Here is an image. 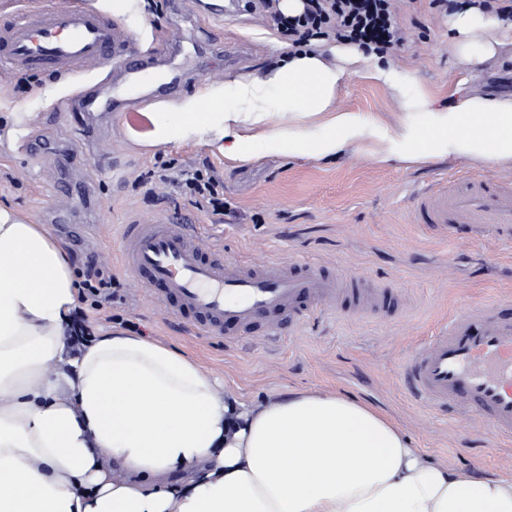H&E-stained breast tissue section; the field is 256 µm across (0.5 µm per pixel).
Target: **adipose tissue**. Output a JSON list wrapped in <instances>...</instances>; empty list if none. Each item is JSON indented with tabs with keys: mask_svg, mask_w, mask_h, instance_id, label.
<instances>
[{
	"mask_svg": "<svg viewBox=\"0 0 512 512\" xmlns=\"http://www.w3.org/2000/svg\"><path fill=\"white\" fill-rule=\"evenodd\" d=\"M470 72L496 58L512 21L478 8L449 20ZM339 65L308 49L269 81L205 86L151 115L155 140L227 141L257 153L333 159L375 144L378 162L465 158L512 167V94L424 105L395 129L340 111L314 133L239 136L240 104L267 122V87L295 120L325 111L358 49ZM78 286L48 227L0 208V512H512V477L472 478L429 462L367 404L317 391L247 402L190 358L127 331L72 348Z\"/></svg>",
	"mask_w": 512,
	"mask_h": 512,
	"instance_id": "adipose-tissue-1",
	"label": "adipose tissue"
}]
</instances>
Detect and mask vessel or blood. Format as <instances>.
Segmentation results:
<instances>
[{"mask_svg": "<svg viewBox=\"0 0 512 512\" xmlns=\"http://www.w3.org/2000/svg\"><path fill=\"white\" fill-rule=\"evenodd\" d=\"M112 65L116 94L95 93L77 102L87 115L131 111L149 68L131 35L94 10L57 0L49 7L27 0L0 26V67L39 74ZM420 223L493 224L512 236V184L486 179L451 185L417 197ZM120 258L133 281L162 284L155 300L171 315H193L198 332L219 336L225 327L250 332L265 321L264 339L279 341L280 316L300 320L317 310L384 313L398 303L392 289L368 290L354 277L337 279L309 263L224 262L203 243L196 222L177 211L154 222L121 225ZM403 379L411 396L435 411L458 409L479 416L498 439L512 438V317L497 306L465 311L444 322L406 362Z\"/></svg>", "mask_w": 512, "mask_h": 512, "instance_id": "b4317fda", "label": "vessel or blood"}]
</instances>
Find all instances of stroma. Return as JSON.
Listing matches in <instances>:
<instances>
[{
	"label": "stroma",
	"instance_id": "stroma-1",
	"mask_svg": "<svg viewBox=\"0 0 512 512\" xmlns=\"http://www.w3.org/2000/svg\"><path fill=\"white\" fill-rule=\"evenodd\" d=\"M169 0H127L120 24L135 36L143 57H162L175 45L192 54L197 31L205 23L198 0H179L173 15ZM228 11L213 34L222 50L245 45L239 64L224 66L217 78L188 76L165 101L144 97L141 108L121 118L96 117L109 135L98 152L85 148L81 116L70 99L96 86L102 99L112 96L108 71L95 69L77 78L37 75L0 68V169L14 183L0 188V205L36 223L49 208L69 209L72 221L54 224L78 281L98 255H114V226L132 220H156L177 207L197 218L206 237L221 243L230 263L282 261L313 263L356 276L372 288H395V310L377 313H318L284 329L279 343L266 347L251 335H196L191 318H161L148 295L133 290L119 261L106 266L120 282L116 296L95 308L91 296L79 301L92 329H124L155 339L197 359L210 376L224 381L254 402L268 393L291 389L336 392L366 403L393 421L412 446L431 461L465 475L512 476V440H493L482 422L455 414L440 415L412 401L400 382L409 355L433 336L439 323L468 308L512 301V237L487 225L422 224L415 195L451 182L494 179L512 182L511 170L488 169L462 159L382 164L366 149L328 160L258 155L240 161L219 143L187 137L170 145L154 141L151 113L177 104L205 85L216 88L238 80L266 78L293 48L276 23L257 13ZM407 44L382 55L393 73L390 83L369 77L365 64L350 66L331 104L394 127L415 117L414 101L450 104L456 89L494 97L512 94V46L478 76L462 70L448 51L447 0H395ZM39 137L65 143L77 160L73 169L53 162L30 167L20 145ZM208 161L224 169V217L200 214L186 199L144 197L137 175L162 162ZM66 178L92 180L93 212L78 198L51 197L50 184Z\"/></svg>",
	"mask_w": 512,
	"mask_h": 512
}]
</instances>
